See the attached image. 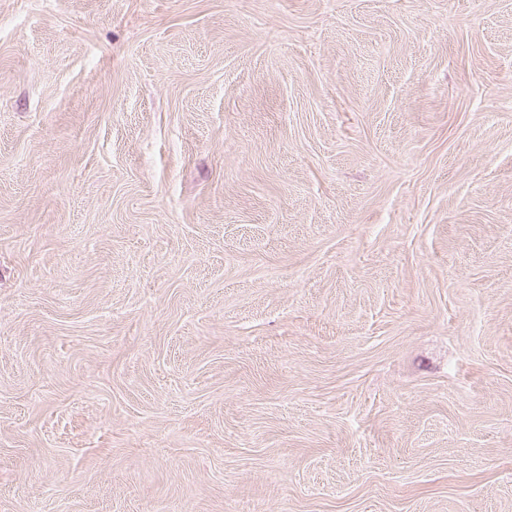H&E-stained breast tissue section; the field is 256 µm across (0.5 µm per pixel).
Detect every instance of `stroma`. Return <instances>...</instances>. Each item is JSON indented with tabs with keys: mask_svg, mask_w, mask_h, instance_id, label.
Wrapping results in <instances>:
<instances>
[{
	"mask_svg": "<svg viewBox=\"0 0 512 512\" xmlns=\"http://www.w3.org/2000/svg\"><path fill=\"white\" fill-rule=\"evenodd\" d=\"M0 512H512V0H0Z\"/></svg>",
	"mask_w": 512,
	"mask_h": 512,
	"instance_id": "stroma-1",
	"label": "stroma"
}]
</instances>
